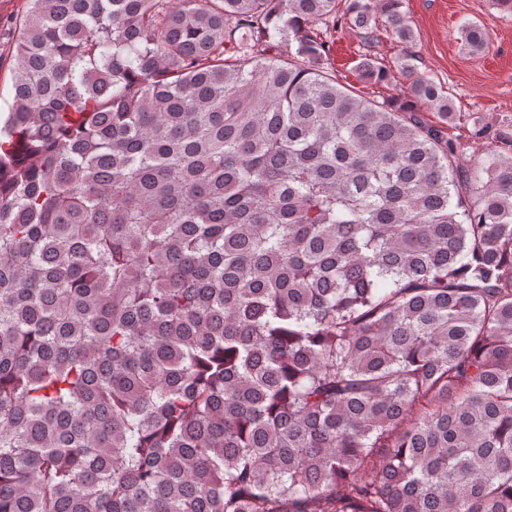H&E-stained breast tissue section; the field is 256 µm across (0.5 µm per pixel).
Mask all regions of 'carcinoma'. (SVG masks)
I'll return each mask as SVG.
<instances>
[{
	"mask_svg": "<svg viewBox=\"0 0 512 512\" xmlns=\"http://www.w3.org/2000/svg\"><path fill=\"white\" fill-rule=\"evenodd\" d=\"M28 3L0 512H512V124L471 164L424 120L488 129L403 0ZM319 23L405 102L339 83Z\"/></svg>",
	"mask_w": 512,
	"mask_h": 512,
	"instance_id": "carcinoma-1",
	"label": "carcinoma"
}]
</instances>
